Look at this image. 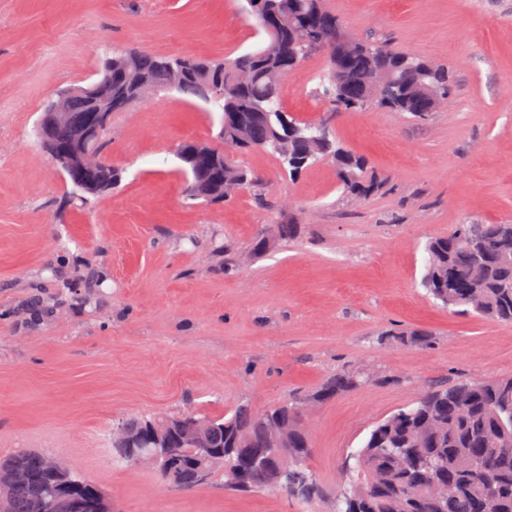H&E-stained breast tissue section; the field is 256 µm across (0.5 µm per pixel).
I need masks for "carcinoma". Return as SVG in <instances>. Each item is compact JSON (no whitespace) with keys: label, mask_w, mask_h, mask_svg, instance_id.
I'll return each mask as SVG.
<instances>
[{"label":"carcinoma","mask_w":512,"mask_h":512,"mask_svg":"<svg viewBox=\"0 0 512 512\" xmlns=\"http://www.w3.org/2000/svg\"><path fill=\"white\" fill-rule=\"evenodd\" d=\"M264 45L232 59L209 60L146 51H114L99 74L112 75V94L137 104L158 92H178L220 113L222 147L205 144L206 158L196 160L174 149L182 162L184 193L202 203L228 201L264 178L244 167L238 156L263 151L280 171L298 175L328 159L341 186L365 197L374 183L365 162L335 139L321 138L317 124L295 118L281 105V82L319 42L327 58L323 95L338 109L364 106L367 99L414 118L437 110L448 91V71L421 57L398 53L386 44L364 42L345 33L321 0H247ZM220 84L224 96L212 97ZM67 118L48 124L49 138L66 143L74 124L89 109L70 99ZM108 132L95 147L96 163L71 175V194L85 197L96 188L106 193L120 181L104 155ZM421 286L435 300L463 313L512 323V224L466 221L425 245ZM370 374L356 367L326 379L311 394L261 412L241 404L222 415L185 414L168 433L182 456L172 468L156 472L174 491L199 487L191 434L201 429L210 447L224 452V488L237 492L277 491L311 503L324 495L309 469L312 445L303 424L305 406L329 400L366 383ZM273 421L285 433L270 437ZM167 422L154 416L123 420L143 434L132 445L112 444V461L129 464L133 451L153 447L152 427ZM345 462L343 479L333 493L335 512H512V377L448 379L427 385L416 401L377 422ZM13 474L9 512H102L97 485L77 473L52 477L42 453L24 451L0 460Z\"/></svg>","instance_id":"1"}]
</instances>
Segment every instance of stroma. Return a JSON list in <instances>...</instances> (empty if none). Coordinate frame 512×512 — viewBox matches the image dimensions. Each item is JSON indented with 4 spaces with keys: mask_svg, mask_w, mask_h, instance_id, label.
<instances>
[{
    "mask_svg": "<svg viewBox=\"0 0 512 512\" xmlns=\"http://www.w3.org/2000/svg\"><path fill=\"white\" fill-rule=\"evenodd\" d=\"M346 32L449 71L422 119L373 104L334 112L314 54L282 81L284 107L364 158L379 183L347 195L321 160L264 176L227 202L183 196L173 151L215 143L219 116L177 93L116 114L112 192L70 198L36 135L45 106L97 78L114 48L222 59L263 46L246 0H0V458L49 453L94 482L112 512H332L265 491H192L112 463L132 414L257 411L348 365L356 389L311 407L309 465L335 489L346 456L429 382L512 375V323L448 311L420 285L424 244L463 219L512 223V0H322ZM293 225L294 238L277 234ZM268 244L255 252L257 233ZM428 333V344L411 332Z\"/></svg>",
    "mask_w": 512,
    "mask_h": 512,
    "instance_id": "1",
    "label": "stroma"
}]
</instances>
